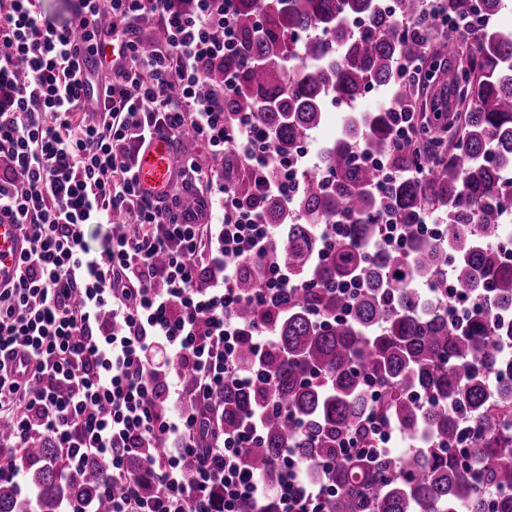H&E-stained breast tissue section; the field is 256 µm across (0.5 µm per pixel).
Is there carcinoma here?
<instances>
[{
	"mask_svg": "<svg viewBox=\"0 0 512 512\" xmlns=\"http://www.w3.org/2000/svg\"><path fill=\"white\" fill-rule=\"evenodd\" d=\"M504 0H235L236 50L224 71L236 76L225 100L229 114L249 113L289 155L324 121L329 107L356 101L371 87L391 91L386 106L349 117L340 138L321 155L320 170L283 204L266 203V217L287 230L267 251L301 287L259 313L239 310L246 327L276 322L277 341L263 366L267 383L224 387L221 430L236 431L246 415L262 410L265 429L243 463L279 482L281 449H298L308 463L332 459L326 480L333 495L324 512H512V360L498 356L512 345V264L487 247L503 228L512 204V31L486 25L473 30L474 14H497ZM459 22L438 41L429 29ZM446 63V90L466 103L453 135L423 137L428 172L407 174L410 157L395 149L399 127L415 125L417 90L397 78L404 64ZM361 153L381 156L397 172L382 181L360 163ZM384 209L406 232L399 248L367 249L382 239L373 219ZM444 214L431 239L416 227L427 213ZM321 224H345L330 256L316 266ZM455 289L469 300L468 318L448 323V312L427 307L414 284L447 268ZM259 278L244 268V294ZM373 413L378 426L368 429ZM425 447L388 451L356 460L340 452L352 432L368 444L380 426ZM476 433L463 463L449 446L464 427ZM28 454L25 472L36 499L21 500L15 483L0 482V512H55L61 501L85 502L107 512L102 490L112 481L89 460L71 477L45 440Z\"/></svg>",
	"mask_w": 512,
	"mask_h": 512,
	"instance_id": "obj_1",
	"label": "carcinoma"
}]
</instances>
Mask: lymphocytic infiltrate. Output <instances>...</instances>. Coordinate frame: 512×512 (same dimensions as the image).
I'll list each match as a JSON object with an SVG mask.
<instances>
[{
  "label": "lymphocytic infiltrate",
  "mask_w": 512,
  "mask_h": 512,
  "mask_svg": "<svg viewBox=\"0 0 512 512\" xmlns=\"http://www.w3.org/2000/svg\"><path fill=\"white\" fill-rule=\"evenodd\" d=\"M233 12L234 0H74L59 22L38 0H0V216L29 244L17 284L0 290V427L17 455L51 441L68 474L101 461L121 486L107 493L108 512H210L217 488L224 512L245 502L265 512L272 498L279 512H322L328 494L327 464L294 449L275 487L243 465L263 417L198 446L225 383L259 377L239 362L242 341L260 357L277 338L268 323L245 331L238 310L266 309L293 288L266 250L277 230L263 202L288 201L307 177L248 116L224 119L235 78L208 79L236 47ZM147 21L163 27L164 44L143 46ZM186 133L210 153L242 154L250 193L207 191L193 158L172 183L194 207L144 190L141 147ZM216 203L222 223H201ZM93 224L112 228L97 249ZM245 264L264 270L246 295Z\"/></svg>",
  "instance_id": "obj_1"
}]
</instances>
